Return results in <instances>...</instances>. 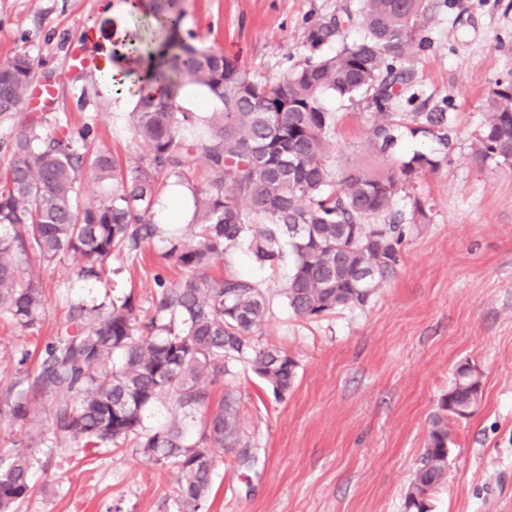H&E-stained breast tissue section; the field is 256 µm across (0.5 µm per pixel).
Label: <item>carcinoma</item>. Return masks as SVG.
<instances>
[{"label": "carcinoma", "mask_w": 512, "mask_h": 512, "mask_svg": "<svg viewBox=\"0 0 512 512\" xmlns=\"http://www.w3.org/2000/svg\"><path fill=\"white\" fill-rule=\"evenodd\" d=\"M160 39L136 30L118 50L148 52L152 78L168 86L162 98L140 96L131 113L145 150L127 160L99 149L83 152L90 129L43 131L34 123L15 137L0 167V317L23 328L42 320L44 293L33 269L71 257L84 280L110 284L112 261L137 255L159 238L165 257L184 274L176 281L155 275V309L143 315L134 294L109 303L80 300L65 322L0 397V414L15 422L44 417L30 434L37 448L62 449L72 442L95 448H132L177 473L176 497L194 509L207 501L217 469L228 458L255 460L240 420L237 369L250 371L285 398L297 376L287 351L253 336L269 309L261 285L231 272L213 273L226 256L244 247L259 266L291 263L280 296L298 317L318 318L366 306L401 261L408 225L396 218L397 196L436 157L415 152L386 171L333 167L325 152L338 117L323 105L331 94L374 109L369 144L389 155L407 131L448 144L446 112H398L397 87L413 73L402 66L424 48L431 0H363L349 10L321 16L305 30L304 59L274 80L260 79L221 52L179 37L178 0H153ZM362 38L344 42L332 55L324 48L346 28ZM36 71L25 53L0 63V116L24 106ZM201 86L220 103L214 112H178L185 82ZM484 123L474 155L482 164L512 170V81H497L483 103ZM91 171L107 185L99 200L81 203L78 183ZM193 189L194 211L185 232L152 221L162 178ZM376 217L380 223L372 222ZM224 378L212 401L199 384ZM482 381L457 371L431 421L425 448L405 497L406 512H430L429 496L448 473L450 422L473 409ZM166 399L205 408L195 434L179 422L154 430L143 414ZM39 459L32 448H0V512H13L31 495Z\"/></svg>", "instance_id": "carcinoma-1"}]
</instances>
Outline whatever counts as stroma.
I'll list each match as a JSON object with an SVG mask.
<instances>
[{"label":"stroma","mask_w":512,"mask_h":512,"mask_svg":"<svg viewBox=\"0 0 512 512\" xmlns=\"http://www.w3.org/2000/svg\"><path fill=\"white\" fill-rule=\"evenodd\" d=\"M428 43L411 55L413 83L398 109L441 106L453 117L447 146L402 135L390 157L372 152L366 102L326 98L339 122L327 149L331 165L384 169L413 151L440 159L396 207L409 231L396 275L362 308L315 319L290 313L278 294L289 266L262 271L245 252L232 272L262 280L270 309L255 336L298 362L283 400L251 373L235 383L241 424L257 462L226 463L205 512H405L404 502L430 421L460 366L473 367L482 401L452 422L448 474L432 494L431 512H512V172L478 163L475 137L482 100L496 81L512 80V0H434ZM362 0H179L181 35L272 79L303 57L307 26L318 17L358 10ZM147 20L106 15L100 0H0V62L28 54L37 82L61 93L52 108L23 107L0 117V162L25 125L90 128L89 150L125 158L142 152L130 120L134 99L104 93L94 70L73 71L71 49L96 52L117 29ZM425 216L413 211L414 200ZM161 241L121 259L117 288L152 308L153 276L178 279ZM43 321L20 329L0 320V391L21 373V352L37 353L64 321L71 301H104L97 284L78 279L73 259L38 272ZM33 493L18 512H191L176 501V472L129 448L66 449L34 470Z\"/></svg>","instance_id":"stroma-1"}]
</instances>
